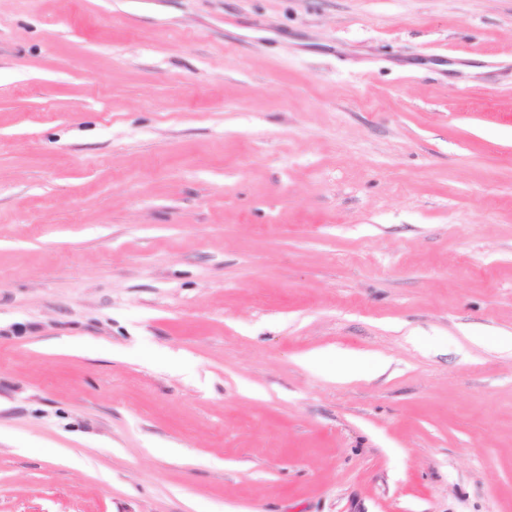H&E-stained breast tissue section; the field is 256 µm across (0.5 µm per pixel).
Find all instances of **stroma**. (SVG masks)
I'll return each mask as SVG.
<instances>
[{
    "label": "stroma",
    "instance_id": "1",
    "mask_svg": "<svg viewBox=\"0 0 512 512\" xmlns=\"http://www.w3.org/2000/svg\"><path fill=\"white\" fill-rule=\"evenodd\" d=\"M509 335L512 0H0V512H512Z\"/></svg>",
    "mask_w": 512,
    "mask_h": 512
}]
</instances>
